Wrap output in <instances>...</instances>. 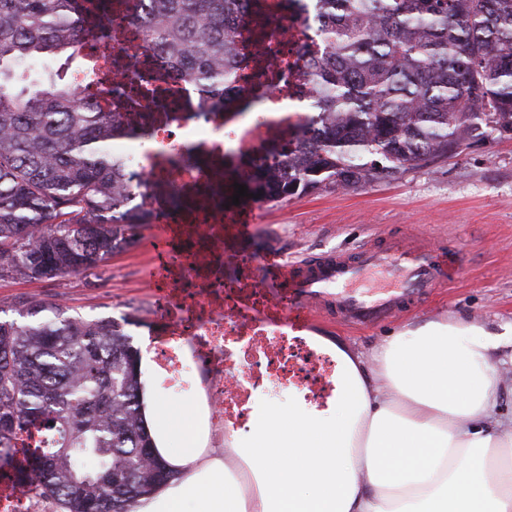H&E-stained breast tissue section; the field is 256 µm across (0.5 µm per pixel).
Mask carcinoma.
<instances>
[{
  "mask_svg": "<svg viewBox=\"0 0 512 512\" xmlns=\"http://www.w3.org/2000/svg\"><path fill=\"white\" fill-rule=\"evenodd\" d=\"M132 18L177 74L225 104L235 24L258 0H147ZM321 42L300 149L246 199L278 202L394 179L460 144L512 132V0H316ZM94 36L81 0H0V279L97 267L149 223L128 204L110 142L125 131L38 60ZM0 319V462L19 436L46 445L31 471L53 512H133L168 477L141 412L139 352L111 318L39 300Z\"/></svg>",
  "mask_w": 512,
  "mask_h": 512,
  "instance_id": "1",
  "label": "carcinoma"
}]
</instances>
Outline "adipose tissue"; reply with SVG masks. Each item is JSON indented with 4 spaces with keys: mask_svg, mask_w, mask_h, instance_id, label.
Segmentation results:
<instances>
[{
    "mask_svg": "<svg viewBox=\"0 0 512 512\" xmlns=\"http://www.w3.org/2000/svg\"><path fill=\"white\" fill-rule=\"evenodd\" d=\"M491 349L478 324L429 320L382 345L372 376L337 350L334 415L271 418L246 448L214 447L144 349L143 415L169 477L135 512H512V425L477 426L496 406Z\"/></svg>",
    "mask_w": 512,
    "mask_h": 512,
    "instance_id": "obj_1",
    "label": "adipose tissue"
}]
</instances>
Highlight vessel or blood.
Segmentation results:
<instances>
[{"mask_svg": "<svg viewBox=\"0 0 512 512\" xmlns=\"http://www.w3.org/2000/svg\"><path fill=\"white\" fill-rule=\"evenodd\" d=\"M455 246L428 248L401 238L375 239L354 252H336L275 267L288 289L292 318L313 325L336 319L367 327L416 308L462 275Z\"/></svg>", "mask_w": 512, "mask_h": 512, "instance_id": "vessel-or-blood-1", "label": "vessel or blood"}]
</instances>
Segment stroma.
I'll return each mask as SVG.
<instances>
[{
    "label": "stroma",
    "instance_id": "stroma-1",
    "mask_svg": "<svg viewBox=\"0 0 512 512\" xmlns=\"http://www.w3.org/2000/svg\"><path fill=\"white\" fill-rule=\"evenodd\" d=\"M447 240L464 253L463 276L408 314L368 328L335 321L310 334L374 367L381 344L424 319L460 318L493 334L500 379L496 412L512 419V138L491 139L447 160L429 162L395 180L355 189L323 188L282 202L257 203L254 220L235 241L260 257L287 254L297 260L330 251H351L374 232ZM157 229H138L133 243L97 269L50 280H0V309L14 318L26 299L59 302L89 317L124 321L135 348L147 343L141 318L157 313L152 288Z\"/></svg>",
    "mask_w": 512,
    "mask_h": 512
}]
</instances>
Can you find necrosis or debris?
Returning <instances> with one entry per match:
<instances>
[{
  "label": "necrosis or debris",
  "mask_w": 512,
  "mask_h": 512,
  "mask_svg": "<svg viewBox=\"0 0 512 512\" xmlns=\"http://www.w3.org/2000/svg\"><path fill=\"white\" fill-rule=\"evenodd\" d=\"M309 2L264 0L274 23L263 36L238 26L235 78L224 95L244 101V108L202 106L195 85L179 78L126 21L142 0H125L124 11L108 19L112 44L96 52L94 69L78 83L84 90L126 82L163 95L166 109L155 113L147 134L112 140L113 155L140 182L133 206L150 211L164 236L162 269L153 282L164 313L146 329L164 394L198 400L214 437L236 444L258 420V394L278 398L293 390L326 408L343 390L335 355L289 320L287 298L261 281L259 258L231 248L239 228L253 220L252 205L218 207L211 197L229 172L244 177L258 166L276 172L271 148L296 151L293 134L312 105L301 76L303 54L316 42ZM176 192L192 194L193 208L172 207L168 198ZM239 365L248 373L237 380Z\"/></svg>",
  "instance_id": "necrosis-or-debris-1"
}]
</instances>
